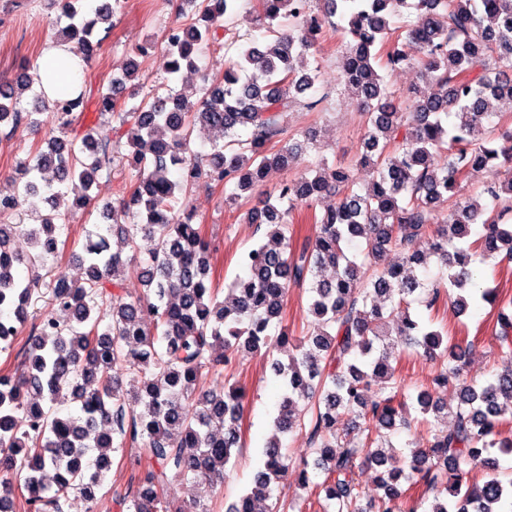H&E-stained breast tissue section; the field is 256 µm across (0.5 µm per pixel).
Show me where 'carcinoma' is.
<instances>
[{
  "instance_id": "carcinoma-1",
  "label": "carcinoma",
  "mask_w": 512,
  "mask_h": 512,
  "mask_svg": "<svg viewBox=\"0 0 512 512\" xmlns=\"http://www.w3.org/2000/svg\"><path fill=\"white\" fill-rule=\"evenodd\" d=\"M55 2L68 20L55 42L74 44L90 62L102 43L94 34L114 7L88 12L81 0ZM185 2L194 5L193 17L171 25L165 37L171 81L165 92L130 108L101 88L54 101L51 121L59 135L48 150L19 160L11 191L0 194V216L41 192L50 205L34 224H0V336L10 337L0 349H11L28 331L13 371L0 374V465L14 471L18 509L64 512L73 492L91 502L113 456L141 448L131 458L127 491L114 499L117 512H209L197 500L172 507L168 490L186 481L223 483L240 447L241 355L289 347L287 360L271 361L284 395L262 465L227 512H302L304 502H282L272 486L288 476L306 486L311 468L323 474L320 489L332 503L323 512H417L401 510L404 482L436 493L432 512L512 506V478L503 479L501 464V456L512 454L511 370L483 382L468 379L465 355L449 352L433 387L416 397L420 413L433 414V442L399 459L385 450L389 432L410 426L399 358L386 339L394 334L435 358L443 333L411 304L431 310L449 298L460 312L474 303L494 305V289L474 281L472 266L499 255L512 261V224L504 223L512 215V183L483 185L484 205L459 195L471 172L512 165V131L491 126L499 105L512 109V0H323L319 12L313 0H258L255 21L266 38L240 45L223 74L201 75L191 93L184 71L195 70L203 45L219 43V19L233 15L239 0ZM395 15L405 20L394 26ZM337 16L350 36L337 80L365 115L362 152L351 166L322 158L245 210L246 223L267 227V242L241 256L246 275L220 297L208 285L209 244L194 213L176 214L177 204L203 180L223 185L225 206L239 209L249 200L245 192L270 170L291 168L305 144L281 139L287 113L295 106L317 110L325 101L308 95L319 72L309 56ZM383 49L390 68L416 67L432 92L414 87L406 100H395L377 70ZM38 69L23 59L9 91L0 90V124L12 134L43 125L39 105L21 106ZM90 112L95 125L86 123ZM108 115L120 117V125L103 137L98 127ZM195 131L207 136L209 153L191 151ZM124 144L132 149L135 180L102 207L120 247L110 249L102 233L90 235L76 256L83 279L40 273L69 224L60 201L70 183L89 190L101 172L111 173ZM359 168L374 172L365 187L354 175ZM329 195L336 204L311 213L313 233L296 242L293 213ZM444 206L448 217L441 220ZM473 224L485 233L471 241ZM140 235L153 248L144 291L130 300L123 275L137 258ZM19 237L32 252L16 249ZM355 240L365 242L359 263L347 253ZM388 250L399 261L382 267L378 259ZM430 257L446 269L441 286L416 274ZM21 265L30 270L25 279ZM304 284L313 320L296 337L282 314L288 288ZM43 289L52 309L30 322L28 307ZM105 316L111 323L103 328ZM373 385L380 396L369 401L365 392ZM448 386L458 392L451 409L435 399ZM65 403L77 414L52 413V405ZM346 413L357 422L341 432L338 420ZM296 430L316 449L313 460L282 452L281 436ZM91 449L96 456L87 464ZM365 465L380 469L370 492L359 483ZM18 509L12 496H0V512Z\"/></svg>"
}]
</instances>
